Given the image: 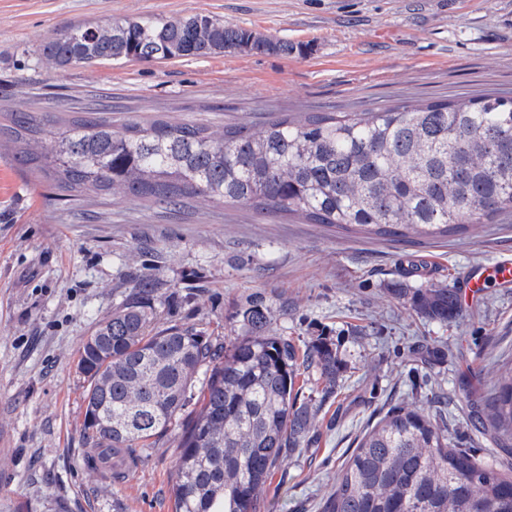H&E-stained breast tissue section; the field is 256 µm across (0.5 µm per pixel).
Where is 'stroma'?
<instances>
[{
	"mask_svg": "<svg viewBox=\"0 0 512 512\" xmlns=\"http://www.w3.org/2000/svg\"><path fill=\"white\" fill-rule=\"evenodd\" d=\"M204 13L307 45L305 54H227L146 65L56 68L34 56L78 23ZM512 95V0H0V105L80 112L104 105L213 127L283 112H359L415 99ZM512 261V213L441 239L339 232L241 205L195 198L177 210L104 196L59 200L0 151V512H172L174 433L137 450L116 477L88 459L78 350L92 329L156 273L161 322L220 341L241 332L263 294L275 329L324 337L344 364L322 398L315 369L298 380L319 402L313 441L275 472L267 512H322L355 443L410 402L448 420L452 447L497 465L469 415L512 361V284L488 282L448 321L430 320L390 287L458 288L475 266ZM441 348L432 365L420 347Z\"/></svg>",
	"mask_w": 512,
	"mask_h": 512,
	"instance_id": "obj_1",
	"label": "stroma"
}]
</instances>
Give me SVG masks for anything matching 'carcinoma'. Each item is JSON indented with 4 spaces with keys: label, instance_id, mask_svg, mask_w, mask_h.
<instances>
[{
    "label": "carcinoma",
    "instance_id": "cac0c4a2",
    "mask_svg": "<svg viewBox=\"0 0 512 512\" xmlns=\"http://www.w3.org/2000/svg\"><path fill=\"white\" fill-rule=\"evenodd\" d=\"M297 52L203 13L120 17L64 28L38 56L58 68L105 61L161 63L226 52ZM0 148L59 195L89 204L110 194L179 207L207 197L344 231L446 237L512 211V96L405 101L361 112H289L259 129H213L155 116L120 124L90 108L64 118L16 108ZM157 279L101 320L79 349L83 437L114 457L177 430L174 512H265L268 481L317 432V410L296 380L316 368L336 391L334 344L299 347L274 331L260 294L241 311V334L214 342L192 326L157 322ZM422 316L448 321L457 296L444 286L392 288ZM197 401L188 416L183 411ZM493 442L512 441V362L490 398L472 400ZM323 512H512V478L448 442L443 418L393 408L357 442Z\"/></svg>",
    "mask_w": 512,
    "mask_h": 512
}]
</instances>
